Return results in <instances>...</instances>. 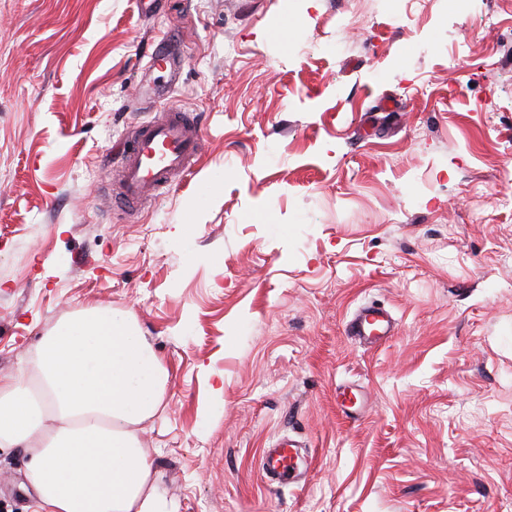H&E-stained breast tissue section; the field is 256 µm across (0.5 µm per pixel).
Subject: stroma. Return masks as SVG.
I'll return each mask as SVG.
<instances>
[{
	"label": "stroma",
	"instance_id": "stroma-1",
	"mask_svg": "<svg viewBox=\"0 0 512 512\" xmlns=\"http://www.w3.org/2000/svg\"><path fill=\"white\" fill-rule=\"evenodd\" d=\"M169 108L198 164L112 206ZM93 306L170 371L143 439L179 512H512V0H0V374ZM280 437L307 462L273 488ZM26 463L0 450V512ZM395 329L392 315L383 306L373 303L359 308L345 327L348 336L371 346L381 345L394 335ZM301 448L295 440L281 439L271 448H265L263 473L266 480L279 487L294 482L293 450Z\"/></svg>",
	"mask_w": 512,
	"mask_h": 512
}]
</instances>
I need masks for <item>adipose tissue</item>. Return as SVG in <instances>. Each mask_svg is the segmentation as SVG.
I'll use <instances>...</instances> for the list:
<instances>
[{
	"instance_id": "ef3b65f1",
	"label": "adipose tissue",
	"mask_w": 512,
	"mask_h": 512,
	"mask_svg": "<svg viewBox=\"0 0 512 512\" xmlns=\"http://www.w3.org/2000/svg\"><path fill=\"white\" fill-rule=\"evenodd\" d=\"M31 370L0 376V447L29 457L32 512H177L140 440L170 372L128 311L60 320Z\"/></svg>"
}]
</instances>
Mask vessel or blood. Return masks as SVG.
Masks as SVG:
<instances>
[{
	"instance_id": "1",
	"label": "vessel or blood",
	"mask_w": 512,
	"mask_h": 512,
	"mask_svg": "<svg viewBox=\"0 0 512 512\" xmlns=\"http://www.w3.org/2000/svg\"><path fill=\"white\" fill-rule=\"evenodd\" d=\"M124 160L113 179L116 198L125 209L136 210L150 191H161L172 179L190 169L201 154L200 129L184 113L166 110L159 118L132 134L123 149ZM396 329V321L384 308L375 304L357 310L347 323L349 336L362 343L381 345ZM295 440H279L265 449L263 473L266 480L280 487L293 482Z\"/></svg>"
}]
</instances>
